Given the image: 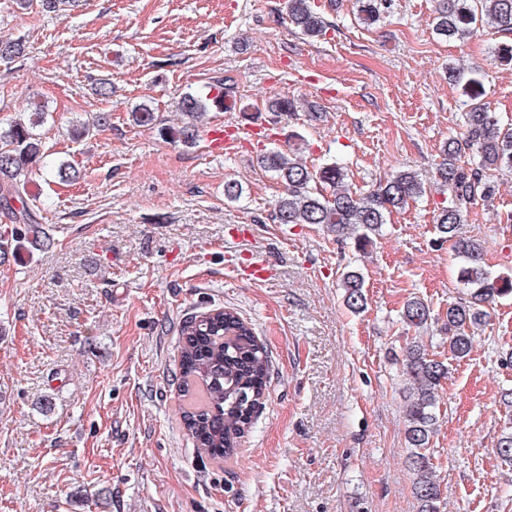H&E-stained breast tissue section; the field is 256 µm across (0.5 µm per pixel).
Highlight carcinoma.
<instances>
[{"label":"carcinoma","mask_w":512,"mask_h":512,"mask_svg":"<svg viewBox=\"0 0 512 512\" xmlns=\"http://www.w3.org/2000/svg\"><path fill=\"white\" fill-rule=\"evenodd\" d=\"M391 0H357L359 18L368 24L380 21ZM292 26L302 35L314 38L326 33L328 22L313 0H285ZM512 33V0H437L433 30L448 40L463 41L484 28ZM25 52V40H0V61L11 62ZM467 99L462 101L464 136L452 137L442 146L436 185L449 191V201L434 213L439 242H449L463 259L461 280L469 297L448 303L446 313L448 355L454 360L469 356L473 332L485 323L486 306L512 294V280L494 275L483 262L479 240L459 234L466 222L467 205L487 200L494 191L495 173L512 171V124L502 123L479 101L482 87L475 78L466 80ZM34 119H20L0 129V204L16 201L18 223L35 231L38 222L27 201L33 164L42 163L43 175L61 182L79 180L80 171L68 162H43L42 141L34 132L47 109L40 101L31 102ZM229 107L224 89L212 96L187 93L181 110L187 117L172 139L192 147L199 137V124L208 112ZM472 160L461 163L462 156ZM263 168L282 184L284 191L273 208L278 224H317L345 240L354 238L363 249L379 235L390 215L427 194L425 182L412 170L393 173L386 181L366 192L346 183L345 167L333 161L321 167H308L291 152L268 150L260 155ZM343 303L352 313L367 306L362 273L343 274ZM430 317V307L419 298L406 302L401 319L419 327ZM270 357L254 335L252 327L234 311L216 308L185 320L178 346L180 392L186 401L184 428L198 450L216 462L237 456L242 438L249 432L253 408L264 402L270 383ZM400 371L406 381L404 403L405 439L410 448L407 466L412 474V493L418 512H441L442 491L434 478L432 437L439 421L437 392L448 379V362L437 357L427 345L414 340L407 344ZM496 452L512 463V432L505 431L497 441Z\"/></svg>","instance_id":"carcinoma-1"}]
</instances>
